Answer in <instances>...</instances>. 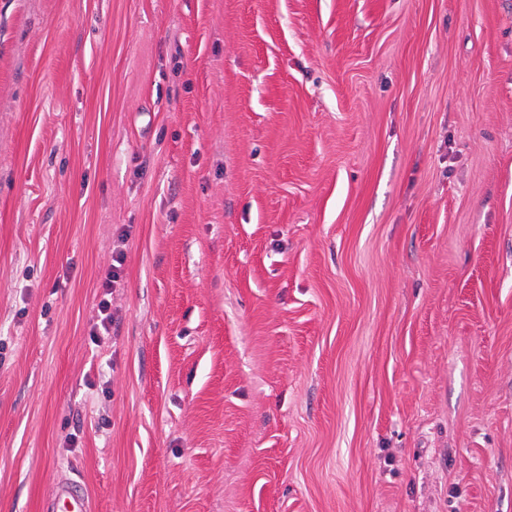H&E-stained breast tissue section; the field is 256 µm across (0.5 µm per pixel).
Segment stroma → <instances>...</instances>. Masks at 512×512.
Wrapping results in <instances>:
<instances>
[{
  "instance_id": "1",
  "label": "stroma",
  "mask_w": 512,
  "mask_h": 512,
  "mask_svg": "<svg viewBox=\"0 0 512 512\" xmlns=\"http://www.w3.org/2000/svg\"><path fill=\"white\" fill-rule=\"evenodd\" d=\"M65 477L512 512V0H0V512ZM112 264L106 273L101 287L104 288V297L99 302V320L93 326L90 336L93 340L100 343L101 336H109L114 316L112 315V300L105 296H112V288L121 285L124 273L125 254L122 250L113 253Z\"/></svg>"
}]
</instances>
